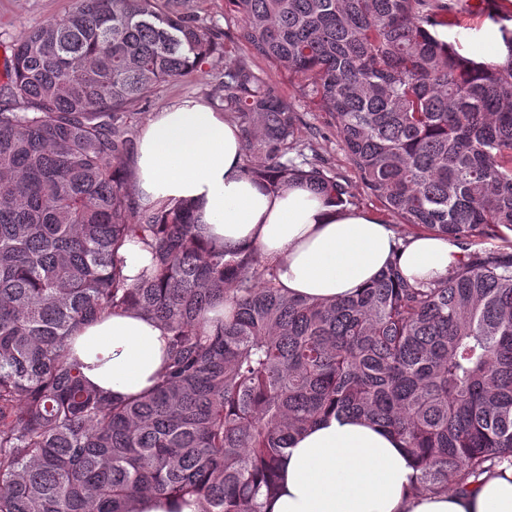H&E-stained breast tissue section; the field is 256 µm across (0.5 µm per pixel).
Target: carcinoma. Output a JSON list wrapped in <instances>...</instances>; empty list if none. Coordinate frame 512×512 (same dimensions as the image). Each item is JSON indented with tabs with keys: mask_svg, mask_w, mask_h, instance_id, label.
<instances>
[{
	"mask_svg": "<svg viewBox=\"0 0 512 512\" xmlns=\"http://www.w3.org/2000/svg\"><path fill=\"white\" fill-rule=\"evenodd\" d=\"M225 2L252 55L330 114L370 194L463 260L414 283L394 262L353 297L300 300L259 251L202 241L192 204L142 203L128 107L216 45L173 0H76L13 45L0 82V512H135L142 495L262 512L293 435L330 415L390 430L419 491L512 468V254L470 249L512 233V18L481 0L508 58L476 62L440 38L445 0ZM224 111L247 175L353 204L245 59L228 60ZM131 242L150 254L132 283ZM127 309L170 341L153 390L117 402L71 346Z\"/></svg>",
	"mask_w": 512,
	"mask_h": 512,
	"instance_id": "cac0c4a2",
	"label": "carcinoma"
}]
</instances>
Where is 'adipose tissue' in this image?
Listing matches in <instances>:
<instances>
[{
	"mask_svg": "<svg viewBox=\"0 0 512 512\" xmlns=\"http://www.w3.org/2000/svg\"><path fill=\"white\" fill-rule=\"evenodd\" d=\"M143 203L188 199L199 228L227 251L257 248L282 292L339 300L397 260L411 281L446 277L462 252L416 232L398 240L366 211L327 202L303 185L273 193L242 168V136L222 113L192 99L156 113L131 162ZM168 332L140 312L116 313L83 328L74 355L88 382L125 400L149 392L163 372ZM266 512H512V470L486 474L467 492L430 494L396 437L367 420L326 417L294 437L280 491Z\"/></svg>",
	"mask_w": 512,
	"mask_h": 512,
	"instance_id": "obj_1",
	"label": "adipose tissue"
}]
</instances>
